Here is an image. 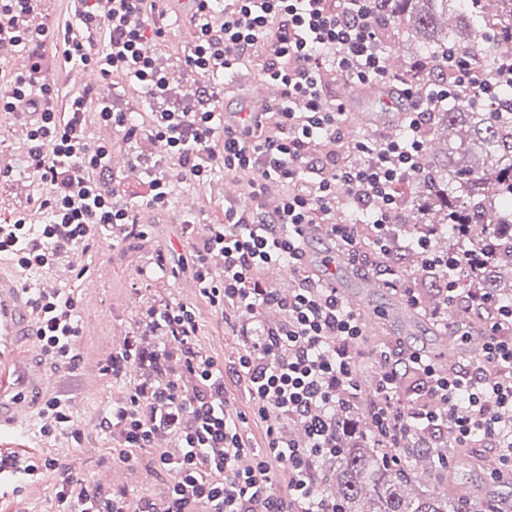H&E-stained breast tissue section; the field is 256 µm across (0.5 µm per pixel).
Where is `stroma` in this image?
Returning <instances> with one entry per match:
<instances>
[{
  "instance_id": "35a3bbf8",
  "label": "stroma",
  "mask_w": 512,
  "mask_h": 512,
  "mask_svg": "<svg viewBox=\"0 0 512 512\" xmlns=\"http://www.w3.org/2000/svg\"><path fill=\"white\" fill-rule=\"evenodd\" d=\"M188 50L182 39V24L173 21L168 40L159 44L157 56L173 74L174 84L164 97H148L123 81H115L111 99L128 111L143 114L174 110L195 103L194 91L198 85H207L217 94L227 116L248 112L252 96L260 89L251 83L233 81L204 82L202 77L186 71L183 55ZM26 114L0 112V165L12 167L11 177L0 179V220H9L22 212L34 211L45 192L39 172L29 168L26 159L25 138L17 132L18 125L29 122ZM228 177L223 169H216L211 181L199 183L187 178L176 182L169 207L199 221V233H206L208 225L224 221V185ZM151 224L148 238L105 240L85 252L69 256L52 269L22 275L24 284L37 286L52 282L68 283L74 293H82L86 279L97 283V305L80 310L82 323L77 350L91 349L94 360L78 358L75 368L49 367L45 397L62 395L81 401L77 419L82 427L80 439L44 436L39 427H32L23 436H0V451L17 452L39 458L51 456L71 468L81 479L89 493L108 496L125 495L129 503H136L147 496L156 508H163L166 487L170 481L167 472L157 470L151 455H142L135 463H123L117 458L112 438L99 427L101 419L112 406L125 398L128 390L143 381V373L136 375L105 374L103 366L113 351L119 350L127 337L136 329L140 308L147 303H183L193 305L199 318L196 348L203 354L218 357L224 362V378L234 394L233 409L247 411V397L235 372L236 357L240 348L238 337L233 336L221 316L214 313L202 298L191 278V243L183 235V227L169 224L164 214L147 216ZM164 254L165 271L154 272L157 254ZM330 247L322 239L311 240L307 247V260L318 277L339 284L340 287L360 290L365 279L370 278L368 262L347 258L343 264L330 262ZM403 299L400 289L385 287L365 295L361 315L373 337L363 348L359 358L360 373L364 378L375 374L376 363L372 351L379 344L439 354L449 336L455 335V326H448L442 333H434L432 324L421 318L417 322L396 325L386 321L391 305ZM93 446L95 455H85L86 446ZM457 483L453 491L463 489L475 495H485L494 500L512 498V484L489 480L484 469L471 465L456 469ZM56 479L49 476L22 491L11 486L0 489V512H56Z\"/></svg>"
}]
</instances>
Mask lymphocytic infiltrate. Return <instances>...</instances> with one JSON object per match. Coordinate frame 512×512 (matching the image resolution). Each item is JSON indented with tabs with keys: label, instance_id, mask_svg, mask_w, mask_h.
Segmentation results:
<instances>
[{
	"label": "lymphocytic infiltrate",
	"instance_id": "f902f5d3",
	"mask_svg": "<svg viewBox=\"0 0 512 512\" xmlns=\"http://www.w3.org/2000/svg\"><path fill=\"white\" fill-rule=\"evenodd\" d=\"M43 2L0 0V44L29 60L28 70L14 74L9 90L0 93V112L32 113L27 161L46 186L37 213L0 223V258L26 273L50 268L117 228L128 238L146 236L149 227L139 223L138 211L167 205L165 168L171 162L196 181L223 168L243 181L252 200L247 209L225 203L223 223L193 248L192 276L200 296L242 344L235 372L248 393L250 415L265 425L261 445L251 444L243 431L246 416L231 408L222 362L196 350L197 316L186 304L146 307L126 346L147 336L167 337L193 388L172 380L151 391L134 386L102 422L121 462L149 453L170 474L165 512H336L320 488L322 465L336 454L338 412L360 406L372 409L380 447L427 446L441 435L456 448L498 449L490 478H512V427L501 423L502 414H512V304L441 278L439 314L483 308L489 331L476 354L442 374L424 354L382 349L375 353L378 380L366 390L357 369L360 318L336 289L305 271L312 233L356 254L362 228L338 216L347 205L369 217L375 246L389 254L390 229L403 221L404 179L424 162L423 139L394 132L354 142L364 161L346 162V107L325 94L340 75L357 85L390 83L380 40L388 0H224L219 29L210 24L208 0H197L189 21L198 36L185 66L238 72L262 61L258 78L277 82L280 99L232 121L211 104L155 112L141 128L109 104L88 114L86 89L70 99L66 112H57L50 74L58 63L76 60L152 94L167 93L168 70L142 53L145 41L165 37L166 5L118 0L112 28L98 41L83 35L95 19L96 0H80L73 25L62 27L46 20ZM436 68L451 71L452 82L428 80L423 97L402 90L408 123L417 132L449 97L490 99L500 85L512 84V49L489 72L452 52ZM92 116L128 138L166 139L167 158L148 162L134 155L125 188L108 187L105 162L112 145L88 138ZM219 135L224 143L217 150ZM282 261L297 273L286 294L264 278L267 267ZM30 314L45 358L74 365L81 321L71 288L37 289ZM411 369L422 375L425 397L408 407L399 380ZM159 433L177 439L178 456L155 447ZM280 477L286 482L281 490L275 487ZM56 500L58 512H129L123 496L90 495L70 474L60 479Z\"/></svg>",
	"mask_w": 512,
	"mask_h": 512
}]
</instances>
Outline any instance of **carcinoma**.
<instances>
[{"instance_id":"cac0c4a2","label":"carcinoma","mask_w":512,"mask_h":512,"mask_svg":"<svg viewBox=\"0 0 512 512\" xmlns=\"http://www.w3.org/2000/svg\"><path fill=\"white\" fill-rule=\"evenodd\" d=\"M455 14L460 31L439 29L440 18ZM416 34L421 44L415 59L396 71L421 94L425 81L411 78L420 65H429L442 52L464 55L477 66L490 69L502 51L512 45V0H391L384 30L383 48L390 54L397 41ZM446 132L456 134L439 158L426 151L421 171L406 177L408 200L417 206L421 220L402 224L397 232L403 252H419L415 241L422 230H433L430 248L440 252V243L460 255H469L479 269L465 264L450 275L484 289L500 304L512 302V111L489 104L448 99L425 126L429 143ZM443 272L422 271L424 308L439 304L436 288ZM147 379L157 385L174 377L167 361L158 358L147 367ZM340 448L325 465L322 483L336 487L340 512H478V504L461 495H450L433 484L413 495L418 467L390 459L397 455L425 466L446 468L454 449L377 447L374 425L366 410L342 412L338 416Z\"/></svg>"}]
</instances>
